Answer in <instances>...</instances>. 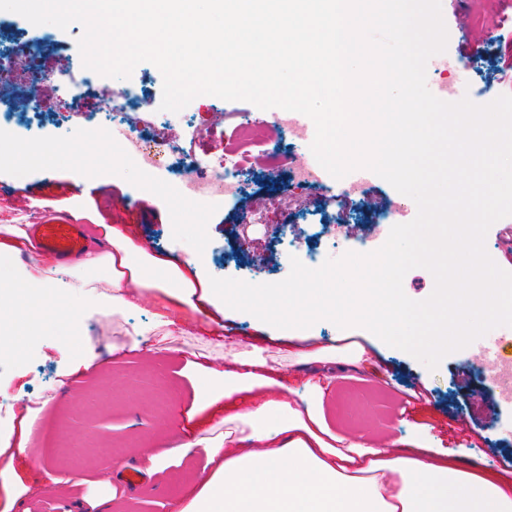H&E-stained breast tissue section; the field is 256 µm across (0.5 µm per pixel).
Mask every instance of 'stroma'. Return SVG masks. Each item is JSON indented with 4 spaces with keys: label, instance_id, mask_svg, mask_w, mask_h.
<instances>
[{
    "label": "stroma",
    "instance_id": "35a3bbf8",
    "mask_svg": "<svg viewBox=\"0 0 512 512\" xmlns=\"http://www.w3.org/2000/svg\"><path fill=\"white\" fill-rule=\"evenodd\" d=\"M441 10L447 54L469 49V98L486 104L512 94V79L499 77L487 46L498 34L512 44V0H441ZM82 34L78 23L63 31L0 11L5 54L28 45L25 62L32 73L47 59L80 60ZM162 85L161 72L149 62L116 82L118 90H134L155 108ZM36 107L46 121L30 130L22 117ZM66 107L53 80L0 88V142L34 146L52 157L46 166L0 168V225L22 216L33 224L63 219L88 225L96 239L112 227L151 257L183 266L186 276H193L197 259L207 277L272 283L289 275L292 259L323 262L348 248V241L321 234V225L347 224L365 239L374 233L371 213L406 200L377 177L338 213L323 192L293 188L286 177L259 168L248 177L242 197L221 202L188 197L170 168L149 172L122 165L120 146L93 124L53 122ZM246 113L272 115L246 101L200 95L169 113L168 132L187 152L205 159L220 153ZM256 210L261 222L251 233L253 243L241 246L236 227ZM289 212L299 223L285 232L280 223ZM163 299L146 292L138 308L83 313L80 298L68 291L37 309L36 337L28 323L16 319L24 296L0 302V339L10 344L0 353V440L9 439L16 451V478L0 486V506L11 503L10 512H62L71 502L74 512H172L174 500H191L207 476L205 450L219 442L224 417L285 385L294 406L303 407L304 383L323 374L331 378L324 414L340 435H361L381 445L402 439L418 458L445 453L464 469L512 486V473L500 464L501 457L512 455V401L500 397L492 378H479L474 346L448 354L432 371L364 328L341 329L327 320L306 328L310 346L365 348L366 362L342 370L333 362L301 360L299 343L287 330L259 325L246 312L218 313L199 295L190 307L173 303L170 334L162 336L154 322ZM77 312L81 331L72 340L62 336L59 322ZM255 347L270 365L269 385L234 400L197 399L206 385L204 368H233L229 350ZM88 354L94 360L85 368L80 361ZM417 387L427 390L425 401L412 400ZM368 391L387 395L391 408L383 423L369 427L355 424L343 408L347 397ZM189 437L198 444L186 455L180 444Z\"/></svg>",
    "mask_w": 512,
    "mask_h": 512
}]
</instances>
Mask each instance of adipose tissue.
<instances>
[{"mask_svg": "<svg viewBox=\"0 0 512 512\" xmlns=\"http://www.w3.org/2000/svg\"><path fill=\"white\" fill-rule=\"evenodd\" d=\"M109 252H89L85 267L107 269L111 293L90 289L87 308L123 310L136 307L126 284L139 291L178 290L179 301L194 292L177 266L164 278L144 272L145 255L116 229H108ZM29 241L17 224L0 228V279L15 292L40 303L58 296L62 283L47 269L15 265ZM236 369L209 371L206 394L230 399L264 383L267 361L260 352H239ZM328 380L305 385V411L286 398L270 397L240 415L238 428L226 431L223 444L207 449L212 473L180 512H512V488L489 476L466 473L454 464L407 455H385L363 438L336 447L328 440L323 399Z\"/></svg>", "mask_w": 512, "mask_h": 512, "instance_id": "adipose-tissue-1", "label": "adipose tissue"}]
</instances>
